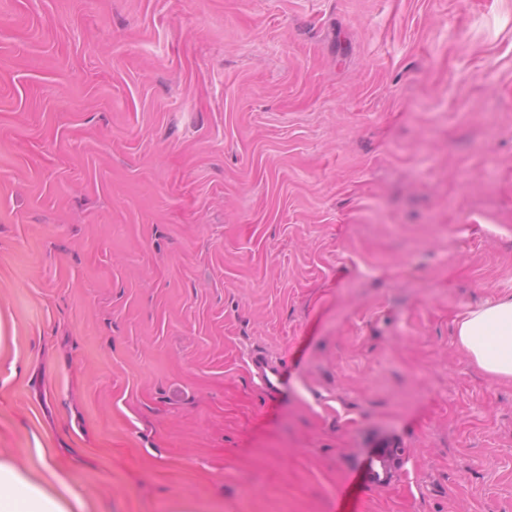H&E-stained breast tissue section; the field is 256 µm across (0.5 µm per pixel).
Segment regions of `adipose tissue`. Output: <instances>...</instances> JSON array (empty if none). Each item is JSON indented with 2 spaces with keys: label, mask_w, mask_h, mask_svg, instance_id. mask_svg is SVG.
<instances>
[{
  "label": "adipose tissue",
  "mask_w": 512,
  "mask_h": 512,
  "mask_svg": "<svg viewBox=\"0 0 512 512\" xmlns=\"http://www.w3.org/2000/svg\"><path fill=\"white\" fill-rule=\"evenodd\" d=\"M459 346L484 373L512 380V295L468 308L455 322ZM44 480L0 460V512H73L63 492L70 476L41 457Z\"/></svg>",
  "instance_id": "obj_1"
}]
</instances>
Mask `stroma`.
I'll use <instances>...</instances> for the list:
<instances>
[{
    "instance_id": "1",
    "label": "stroma",
    "mask_w": 512,
    "mask_h": 512,
    "mask_svg": "<svg viewBox=\"0 0 512 512\" xmlns=\"http://www.w3.org/2000/svg\"><path fill=\"white\" fill-rule=\"evenodd\" d=\"M511 293L512 0H0L1 460L94 512H512L454 333ZM249 360L256 369V375L265 386L277 389L288 388V379L285 378L277 362L261 351H253L249 354Z\"/></svg>"
}]
</instances>
